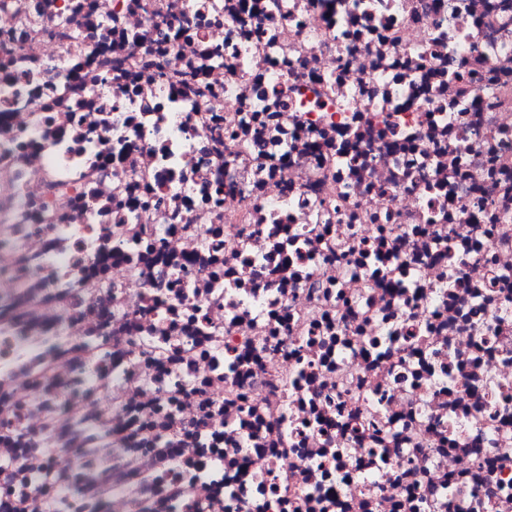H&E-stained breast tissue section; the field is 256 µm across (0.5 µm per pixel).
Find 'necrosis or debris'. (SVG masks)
<instances>
[{"label": "necrosis or debris", "instance_id": "4bbe7bcc", "mask_svg": "<svg viewBox=\"0 0 512 512\" xmlns=\"http://www.w3.org/2000/svg\"><path fill=\"white\" fill-rule=\"evenodd\" d=\"M0 512H512V0H0Z\"/></svg>", "mask_w": 512, "mask_h": 512}]
</instances>
